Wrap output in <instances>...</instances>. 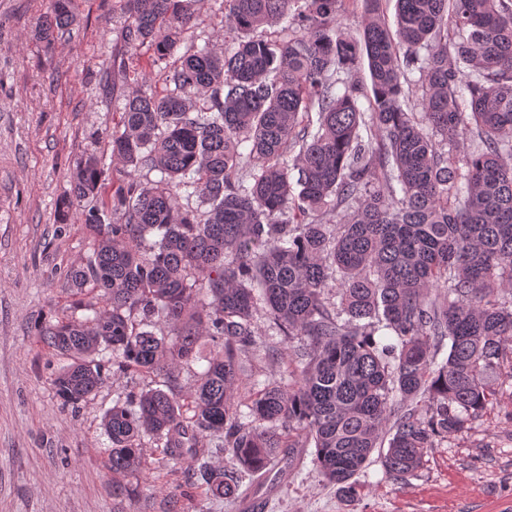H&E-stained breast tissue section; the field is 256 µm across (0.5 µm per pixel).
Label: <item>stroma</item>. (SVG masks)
<instances>
[{
	"label": "stroma",
	"instance_id": "1",
	"mask_svg": "<svg viewBox=\"0 0 512 512\" xmlns=\"http://www.w3.org/2000/svg\"><path fill=\"white\" fill-rule=\"evenodd\" d=\"M50 8L51 0H0V512H237V499L205 493L191 464L169 463L151 442L144 469L127 478L132 496L113 499L103 416L117 398L162 386L163 376L107 371L95 396L75 407L53 386L64 360L36 328L93 300L64 283L94 241L79 208L62 214L60 200L78 161L110 157L127 92L161 90L162 80L149 54L128 58L122 0H73L76 21L48 50L34 29ZM195 34L232 47L222 0H203ZM120 60L129 80L115 87L106 73ZM257 332L266 347L244 362L247 385L287 371V343L267 321ZM490 384L493 407L467 432L437 442L407 481L372 460L347 503L307 462L289 471L267 512H512V363Z\"/></svg>",
	"mask_w": 512,
	"mask_h": 512
}]
</instances>
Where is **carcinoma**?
<instances>
[{
  "instance_id": "cac0c4a2",
  "label": "carcinoma",
  "mask_w": 512,
  "mask_h": 512,
  "mask_svg": "<svg viewBox=\"0 0 512 512\" xmlns=\"http://www.w3.org/2000/svg\"><path fill=\"white\" fill-rule=\"evenodd\" d=\"M200 2L124 0L127 52L151 51L165 87L125 99L111 195L102 160L71 175L65 205L95 245L66 280L100 307L40 325L71 360L54 388L87 400L103 354L169 374L208 336L190 392L169 380L105 412L112 497L131 496L149 438L226 498L276 462L297 467L309 441L353 499L375 449L404 480L494 403L485 378L512 336V0H397L394 32L382 0H363L357 38L340 26L347 0H225L230 51L196 45ZM73 22L54 0L37 36L50 47ZM261 317L291 344L288 376L245 403Z\"/></svg>"
}]
</instances>
